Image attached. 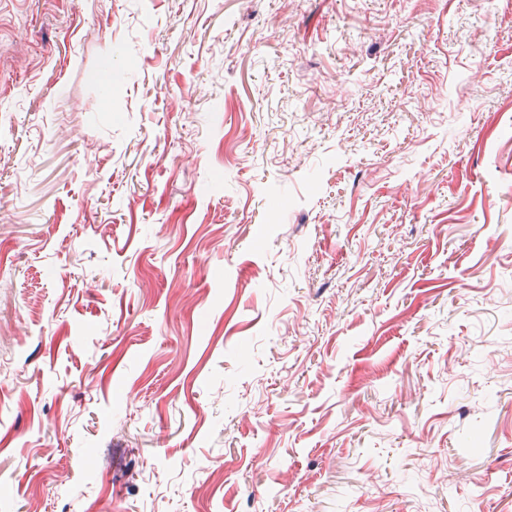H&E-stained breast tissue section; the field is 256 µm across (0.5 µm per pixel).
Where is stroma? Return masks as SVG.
I'll use <instances>...</instances> for the list:
<instances>
[{
	"label": "stroma",
	"mask_w": 512,
	"mask_h": 512,
	"mask_svg": "<svg viewBox=\"0 0 512 512\" xmlns=\"http://www.w3.org/2000/svg\"><path fill=\"white\" fill-rule=\"evenodd\" d=\"M0 512H512V0H0Z\"/></svg>",
	"instance_id": "stroma-1"
}]
</instances>
